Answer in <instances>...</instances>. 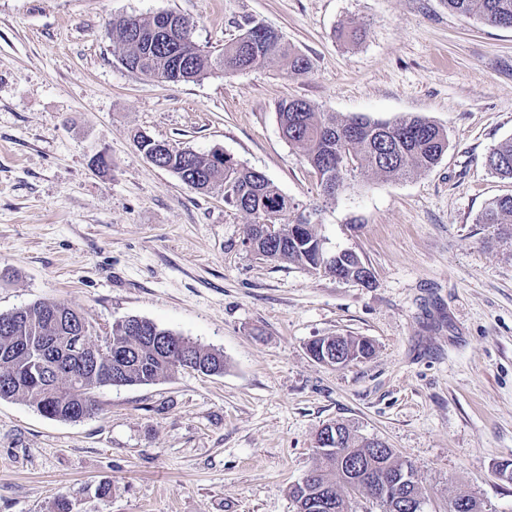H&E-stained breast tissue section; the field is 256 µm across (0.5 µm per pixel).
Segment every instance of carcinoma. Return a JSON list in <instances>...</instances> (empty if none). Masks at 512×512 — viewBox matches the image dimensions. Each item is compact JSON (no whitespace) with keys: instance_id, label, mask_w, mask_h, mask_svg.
<instances>
[{"instance_id":"carcinoma-1","label":"carcinoma","mask_w":512,"mask_h":512,"mask_svg":"<svg viewBox=\"0 0 512 512\" xmlns=\"http://www.w3.org/2000/svg\"><path fill=\"white\" fill-rule=\"evenodd\" d=\"M448 9L464 18L487 25L512 29V0H443ZM262 24H254L218 53L201 50L193 42L192 22L179 13L166 11L150 17L128 15L112 20L113 43L122 49L121 63L149 77L163 81H191L212 71L226 74L242 71L273 60L285 63L287 71L302 75L310 69L309 59L290 48L272 29L260 35ZM278 120L283 136L300 145L307 164L314 170L320 188L334 197L339 188L362 171L384 178H410L435 166L448 150V134L420 115L403 116L392 122L375 121L364 115L339 117L334 112H317L305 100L292 99L279 107ZM166 170L198 190H208L224 181L225 197L239 210L252 216L248 243L255 253L269 260H285L312 270H324L345 278L356 274L362 260L352 251L336 253L324 262L325 238L317 225L304 215L288 218L295 204L261 172L248 168L227 155L214 151L200 154L185 149L161 158ZM488 172L512 178V139L506 140L484 157ZM475 223L487 224L497 235L512 237V195L489 202ZM281 227V239L270 246L259 239L256 225ZM69 310L57 302H35L0 314V377H16L13 386H0V400H22L41 415L76 423L80 397L104 386L99 374L84 371L71 351L88 336H80L71 316L56 315ZM137 330L129 332L122 321L112 324V353L121 354L122 385L151 384L183 368L179 342L188 343L189 359L207 375L224 373V355L156 323L131 316ZM352 360L366 359L373 344L364 337L343 341ZM344 448L353 462L369 472L384 473L393 480L410 476L400 487L399 512H418L423 499L416 469L393 450L377 451L341 426ZM319 465L309 478L293 485L290 494L297 512H349L347 495L371 491L349 485L347 471L336 464L333 452L319 453ZM395 493L381 495L382 512H394Z\"/></svg>"}]
</instances>
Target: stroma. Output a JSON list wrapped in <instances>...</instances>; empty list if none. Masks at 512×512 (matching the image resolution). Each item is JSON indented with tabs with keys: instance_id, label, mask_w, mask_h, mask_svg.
I'll return each instance as SVG.
<instances>
[{
	"instance_id": "1",
	"label": "stroma",
	"mask_w": 512,
	"mask_h": 512,
	"mask_svg": "<svg viewBox=\"0 0 512 512\" xmlns=\"http://www.w3.org/2000/svg\"><path fill=\"white\" fill-rule=\"evenodd\" d=\"M164 11L212 52L265 24L311 69L179 83L126 69L113 19ZM291 99L421 115L448 150L418 176L366 172L330 199L281 133ZM138 132L264 173L371 285L257 255L223 184L182 183ZM511 138L512 29L443 0H0V313L61 302L97 336L136 316L225 362L219 376L100 387L99 412L77 423L0 400V512H56L64 496L73 512H297L290 489L329 423L410 462L424 512H448L460 487L512 512L497 471L512 459V240L475 221L512 195L483 165ZM336 335L370 339L373 355L315 361L308 343Z\"/></svg>"
}]
</instances>
